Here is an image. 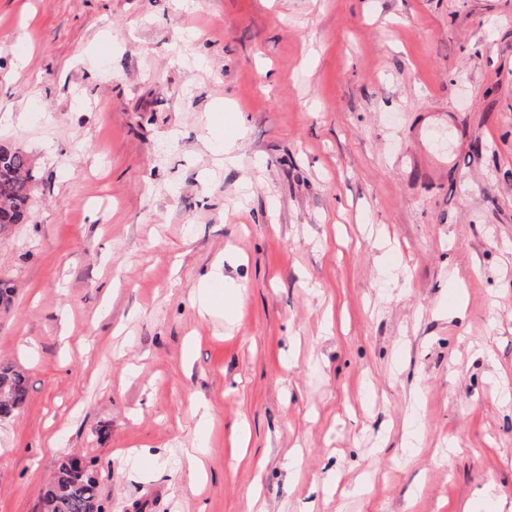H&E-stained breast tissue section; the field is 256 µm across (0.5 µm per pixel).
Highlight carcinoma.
I'll return each mask as SVG.
<instances>
[{"instance_id": "cac0c4a2", "label": "carcinoma", "mask_w": 512, "mask_h": 512, "mask_svg": "<svg viewBox=\"0 0 512 512\" xmlns=\"http://www.w3.org/2000/svg\"><path fill=\"white\" fill-rule=\"evenodd\" d=\"M36 162L27 153L0 145V234L26 222L33 188L36 183ZM0 383L7 384L0 394V416L19 412L28 398L26 374L12 365L0 366ZM89 477L74 476V461L66 455L58 460L51 481L41 492L43 512H84L92 499H101L94 465L85 463Z\"/></svg>"}]
</instances>
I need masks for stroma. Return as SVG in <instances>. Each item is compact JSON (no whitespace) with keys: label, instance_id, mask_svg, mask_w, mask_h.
I'll return each mask as SVG.
<instances>
[{"label":"stroma","instance_id":"35a3bbf8","mask_svg":"<svg viewBox=\"0 0 512 512\" xmlns=\"http://www.w3.org/2000/svg\"><path fill=\"white\" fill-rule=\"evenodd\" d=\"M0 144V512H512V0H0ZM35 159L0 145V234L26 222L36 183ZM0 383L7 384L6 393L0 394V416L9 417L19 412L27 402L26 374L12 365H1ZM66 455L58 460L51 481L47 482L41 492L43 512H86L85 505L92 499L100 502L98 512L103 510V501L98 492V481L92 462L85 461L86 472L91 474L84 479L75 477L74 461Z\"/></svg>","mask_w":512,"mask_h":512}]
</instances>
